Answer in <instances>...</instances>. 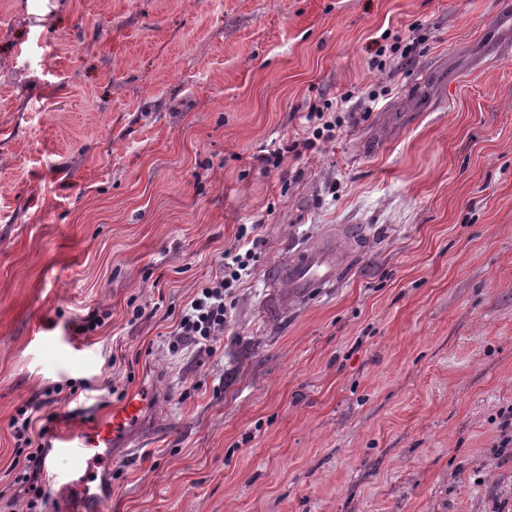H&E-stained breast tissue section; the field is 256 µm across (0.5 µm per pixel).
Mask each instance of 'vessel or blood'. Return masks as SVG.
<instances>
[{"label":"vessel or blood","instance_id":"obj_1","mask_svg":"<svg viewBox=\"0 0 512 512\" xmlns=\"http://www.w3.org/2000/svg\"><path fill=\"white\" fill-rule=\"evenodd\" d=\"M335 279L336 252L325 245L317 246L289 263L276 265L269 273V285L275 290L273 300L279 306L287 302L289 296L306 295L327 287ZM150 398L147 392L130 398L107 420L57 438L51 449L52 468L64 488L77 489L81 498H90L101 449L111 447L113 440L124 435Z\"/></svg>","mask_w":512,"mask_h":512}]
</instances>
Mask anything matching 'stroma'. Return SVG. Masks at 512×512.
Masks as SVG:
<instances>
[{
  "mask_svg": "<svg viewBox=\"0 0 512 512\" xmlns=\"http://www.w3.org/2000/svg\"><path fill=\"white\" fill-rule=\"evenodd\" d=\"M389 31L413 48L371 71ZM343 95L336 140L286 152ZM243 224L224 335L175 342ZM324 239L335 283L271 311L270 267ZM146 390L109 512H512V0H0L13 512L19 409Z\"/></svg>",
  "mask_w": 512,
  "mask_h": 512,
  "instance_id": "stroma-1",
  "label": "stroma"
}]
</instances>
